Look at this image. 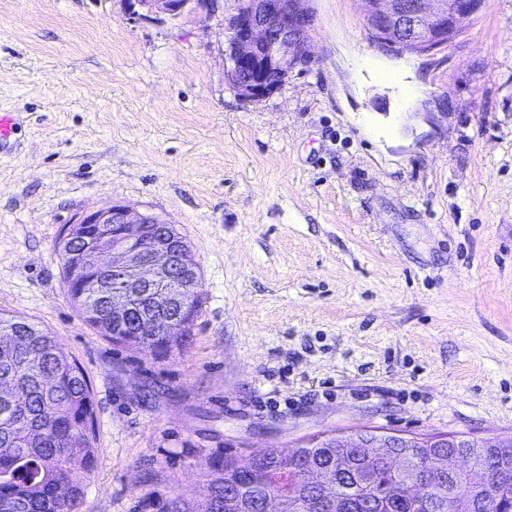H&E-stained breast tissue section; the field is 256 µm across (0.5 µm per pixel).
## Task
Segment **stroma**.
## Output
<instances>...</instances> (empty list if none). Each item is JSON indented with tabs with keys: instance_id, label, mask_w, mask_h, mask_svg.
<instances>
[{
	"instance_id": "1",
	"label": "stroma",
	"mask_w": 512,
	"mask_h": 512,
	"mask_svg": "<svg viewBox=\"0 0 512 512\" xmlns=\"http://www.w3.org/2000/svg\"><path fill=\"white\" fill-rule=\"evenodd\" d=\"M220 12L0 0V313L94 392L80 512L197 501L213 461L322 431L512 433V0L435 55L383 51L359 0H312L313 61L271 96L224 81ZM161 215L201 268L189 345L117 347L69 300L82 209Z\"/></svg>"
}]
</instances>
